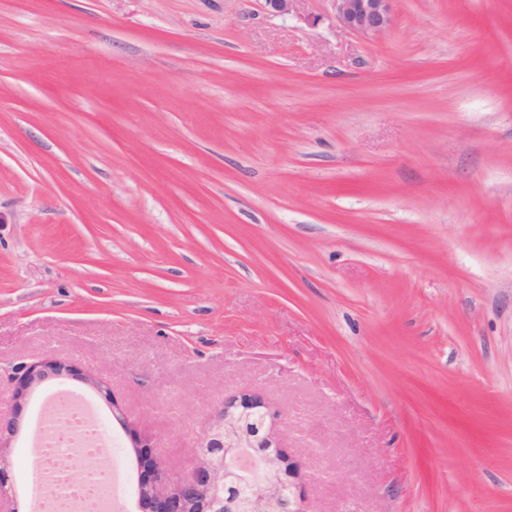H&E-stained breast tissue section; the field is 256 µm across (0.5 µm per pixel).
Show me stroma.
<instances>
[{
    "instance_id": "stroma-1",
    "label": "stroma",
    "mask_w": 512,
    "mask_h": 512,
    "mask_svg": "<svg viewBox=\"0 0 512 512\" xmlns=\"http://www.w3.org/2000/svg\"><path fill=\"white\" fill-rule=\"evenodd\" d=\"M393 9L0 0L1 418L66 359L179 477L249 392L305 512H512V0ZM337 18L349 29L368 36L384 33L392 24L395 0H331Z\"/></svg>"
}]
</instances>
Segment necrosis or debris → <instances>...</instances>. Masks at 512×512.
<instances>
[{"label": "necrosis or debris", "mask_w": 512, "mask_h": 512, "mask_svg": "<svg viewBox=\"0 0 512 512\" xmlns=\"http://www.w3.org/2000/svg\"><path fill=\"white\" fill-rule=\"evenodd\" d=\"M37 441L42 491L40 512H115L110 488L116 480L109 450L90 408L75 401L49 403ZM95 461L85 478L73 479L68 464Z\"/></svg>", "instance_id": "1"}]
</instances>
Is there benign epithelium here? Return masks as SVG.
<instances>
[{"instance_id":"obj_1","label":"benign epithelium","mask_w":512,"mask_h":512,"mask_svg":"<svg viewBox=\"0 0 512 512\" xmlns=\"http://www.w3.org/2000/svg\"><path fill=\"white\" fill-rule=\"evenodd\" d=\"M332 2L337 18L355 32L376 36L392 24L395 0ZM11 380L20 405L50 380L94 389L131 442L138 473V512H306L301 508L302 464L276 441L272 415L258 396L240 393L224 399L192 448L194 465L176 478L162 460L160 448L131 426L105 381L59 358L22 364Z\"/></svg>"}]
</instances>
